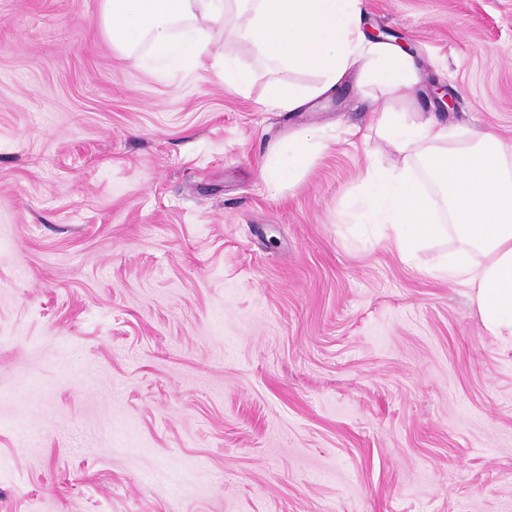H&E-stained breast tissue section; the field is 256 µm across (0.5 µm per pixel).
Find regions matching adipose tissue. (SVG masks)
<instances>
[{
  "mask_svg": "<svg viewBox=\"0 0 512 512\" xmlns=\"http://www.w3.org/2000/svg\"><path fill=\"white\" fill-rule=\"evenodd\" d=\"M362 9L363 0H103L102 23L114 47L127 51L146 40L159 66L197 71L206 68L209 43L199 20L222 25L226 39L249 46L273 73L267 101L288 112L327 94L356 66L387 93L408 97L418 82L414 60L365 42ZM301 71L315 72L317 82L299 83ZM379 132L402 161L369 160L359 222L388 228L406 260L423 240L455 239L435 275L468 288L492 335L512 336V146L490 131L450 129L406 112L383 113ZM332 139L314 126L280 142L264 164L268 192L280 195L300 180ZM415 158L439 185L448 223L436 222Z\"/></svg>",
  "mask_w": 512,
  "mask_h": 512,
  "instance_id": "obj_1",
  "label": "adipose tissue"
}]
</instances>
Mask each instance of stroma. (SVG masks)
<instances>
[{"label": "stroma", "mask_w": 512, "mask_h": 512, "mask_svg": "<svg viewBox=\"0 0 512 512\" xmlns=\"http://www.w3.org/2000/svg\"><path fill=\"white\" fill-rule=\"evenodd\" d=\"M101 3L0 0V512H512V342L429 274L455 240L355 218L385 110L512 143V0H364L414 91L294 112L223 35L248 94L114 49ZM334 139L336 135L326 128L314 126L280 142L264 164V180L268 192L272 196H279L287 186L300 180L312 158Z\"/></svg>", "instance_id": "35a3bbf8"}]
</instances>
